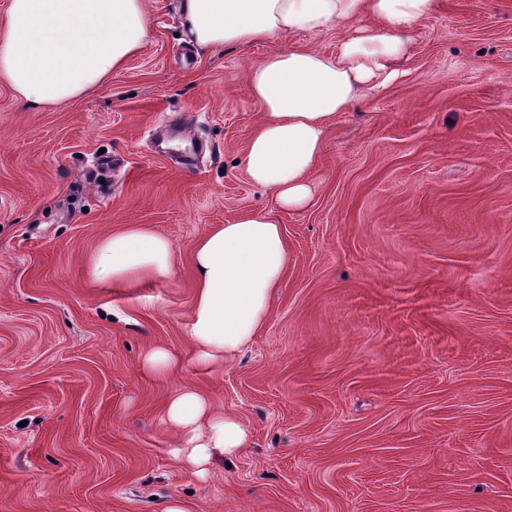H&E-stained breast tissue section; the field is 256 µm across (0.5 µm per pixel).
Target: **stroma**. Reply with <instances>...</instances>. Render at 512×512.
<instances>
[{
	"label": "stroma",
	"mask_w": 512,
	"mask_h": 512,
	"mask_svg": "<svg viewBox=\"0 0 512 512\" xmlns=\"http://www.w3.org/2000/svg\"><path fill=\"white\" fill-rule=\"evenodd\" d=\"M146 46L51 106L0 80V512H512V0H438L399 77L332 123L301 210L242 162L250 67L297 32L207 50L181 0H147ZM176 120L211 154L155 148ZM270 210L287 273L258 336L196 368L193 251ZM145 224L173 274L115 288L88 259ZM180 369L147 372L149 348ZM251 434L206 478L162 422L181 387Z\"/></svg>",
	"instance_id": "1"
}]
</instances>
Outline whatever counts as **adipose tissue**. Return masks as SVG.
<instances>
[{
  "label": "adipose tissue",
  "mask_w": 512,
  "mask_h": 512,
  "mask_svg": "<svg viewBox=\"0 0 512 512\" xmlns=\"http://www.w3.org/2000/svg\"><path fill=\"white\" fill-rule=\"evenodd\" d=\"M436 0H182L184 27L202 48L249 46L297 31L338 27L333 53L305 46L275 51L248 72L262 119L245 150L249 178L283 209L303 207L325 147V131L360 89L387 83ZM149 33L145 0H8L0 23V78L28 105H54L107 81L138 54ZM173 247L140 224L112 233L89 261L94 279L119 288L172 273ZM197 285L187 334L202 366L226 364L250 344L269 297L288 269L282 227L254 211L215 225L195 244ZM174 454L203 476L213 451L232 457L250 433L184 387L167 403Z\"/></svg>",
  "instance_id": "obj_1"
}]
</instances>
